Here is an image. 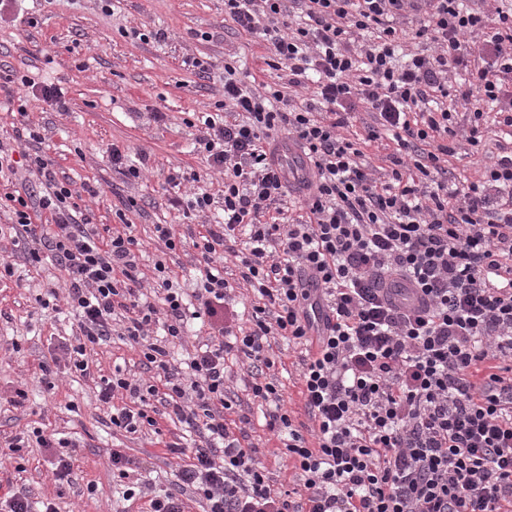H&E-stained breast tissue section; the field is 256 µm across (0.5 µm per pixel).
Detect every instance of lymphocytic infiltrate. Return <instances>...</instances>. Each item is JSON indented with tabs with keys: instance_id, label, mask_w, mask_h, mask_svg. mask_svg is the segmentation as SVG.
<instances>
[{
	"instance_id": "lymphocytic-infiltrate-1",
	"label": "lymphocytic infiltrate",
	"mask_w": 512,
	"mask_h": 512,
	"mask_svg": "<svg viewBox=\"0 0 512 512\" xmlns=\"http://www.w3.org/2000/svg\"><path fill=\"white\" fill-rule=\"evenodd\" d=\"M483 2L295 0L306 21L283 27L284 0H224L226 16L270 44L269 65L288 69L289 85L317 75L324 110L230 77L215 111L195 113L196 143L224 182L215 194L190 173L199 188L187 207L222 210L224 220L193 242L207 267L191 307L164 261L145 286L131 224H93L39 132L26 126L0 141V177L22 169L40 183L1 193L0 210L30 264L47 259L65 274L79 334L59 346L61 359L87 371V347L116 329L138 347L153 381L113 373L100 400L125 399L110 416L125 433L157 429L160 406L199 434L194 448L167 450L182 457L178 478L207 512H512V288L487 278L512 275V154L453 189L444 166L458 136L476 147L493 125L512 137V8L490 13ZM411 11L421 19L409 34L397 21ZM479 30L482 43L467 46ZM358 31L375 39L355 51ZM409 36L434 51L396 64ZM457 69L466 78L454 86ZM460 106L470 114L464 130ZM360 108L371 122L347 137ZM285 138L310 164L296 182L272 159ZM379 142L393 165L387 182L363 163ZM229 255L258 293L247 320L230 306L219 265ZM192 318L204 319L207 336L183 367L168 347ZM277 336L307 349L309 424L283 411L274 383L259 379L251 392L275 406L266 426L303 483L300 502L272 487L255 446L226 419L228 355L260 376Z\"/></svg>"
}]
</instances>
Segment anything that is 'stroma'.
<instances>
[{
    "label": "stroma",
    "mask_w": 512,
    "mask_h": 512,
    "mask_svg": "<svg viewBox=\"0 0 512 512\" xmlns=\"http://www.w3.org/2000/svg\"><path fill=\"white\" fill-rule=\"evenodd\" d=\"M160 30L162 41L141 40V33ZM269 44L243 32L224 15V0H112L102 12L99 0H29L15 20H0V61L7 68L29 71L39 80L62 87L65 110L32 98L26 116L16 114V85L5 82L0 70V138L28 124L44 139L43 147L56 170L83 184L100 187L97 197L83 196L92 223L117 224L123 200L135 197L141 211L130 215L142 244L139 265L151 273L165 259L181 287H194L204 270L189 242L198 217H184L173 198L189 199L190 183L171 189L170 174L195 171L205 175L211 191L224 177L209 171L194 147L196 128L184 124L186 114L211 112L224 99V68L233 66L244 85L260 88L287 85V70L271 69ZM212 65L211 75L200 78L193 59ZM164 120H155V113ZM498 131H491L483 153L459 141L448 159L449 183L477 179L484 153L496 151ZM120 148L142 169L130 180L112 167L108 155ZM171 225L184 237L181 248L165 253L155 227ZM23 246L0 238V260L12 264L11 276L0 279V438L26 436L34 429L73 440L63 449L71 460L70 481L58 480L44 449L23 448L12 456L0 455V510L19 489L37 500L53 501L57 512H148L150 490H178L180 461L165 443L192 447L198 435L181 424L160 419V432L129 435L113 431L111 407L98 399V382L114 368L140 374L139 355L127 342L112 337L89 355L90 376L66 363H54L59 344L77 336L73 315L49 318L35 301L37 294L64 274L52 263L37 266L23 258ZM276 363L269 372L283 392L284 407L295 422L305 421L299 394L304 347L277 340ZM49 364L54 390L42 381V364ZM230 396L236 415L246 417L245 429L258 448L271 483L288 489L302 483L287 465L279 441L265 426L260 407L249 397L250 369L234 365ZM122 449L140 468L148 493L124 500L112 478V452Z\"/></svg>",
    "instance_id": "obj_1"
}]
</instances>
